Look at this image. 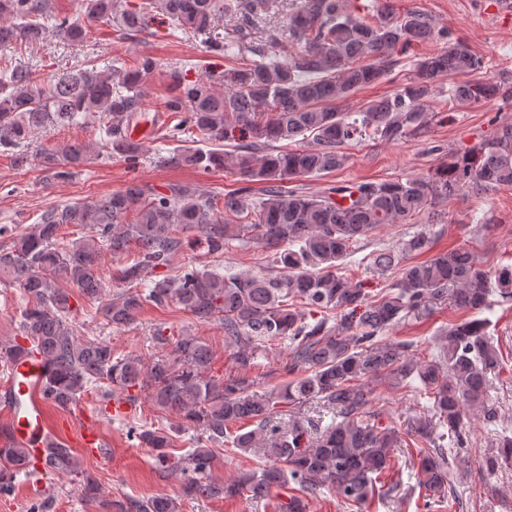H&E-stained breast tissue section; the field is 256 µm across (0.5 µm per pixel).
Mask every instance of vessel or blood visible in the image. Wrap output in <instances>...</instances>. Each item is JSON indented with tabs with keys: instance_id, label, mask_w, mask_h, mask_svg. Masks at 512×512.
<instances>
[{
	"instance_id": "vessel-or-blood-1",
	"label": "vessel or blood",
	"mask_w": 512,
	"mask_h": 512,
	"mask_svg": "<svg viewBox=\"0 0 512 512\" xmlns=\"http://www.w3.org/2000/svg\"><path fill=\"white\" fill-rule=\"evenodd\" d=\"M45 372L43 358L18 357L9 370L8 395L0 400V434L26 448H45L54 436L41 394Z\"/></svg>"
}]
</instances>
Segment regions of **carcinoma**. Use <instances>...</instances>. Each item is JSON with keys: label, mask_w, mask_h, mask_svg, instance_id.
<instances>
[{"label": "carcinoma", "mask_w": 512, "mask_h": 512, "mask_svg": "<svg viewBox=\"0 0 512 512\" xmlns=\"http://www.w3.org/2000/svg\"><path fill=\"white\" fill-rule=\"evenodd\" d=\"M76 15H55L49 0H0V50L20 42H39L47 27L80 44L83 21L107 19L124 38L149 28L157 14L176 30L207 36L210 52L227 58L224 74L194 80L172 70L173 87L163 102L174 117L168 136L209 144L179 146L165 158L172 167L202 172L232 168L245 186L223 195L198 193L181 185L154 192L136 182L90 203L57 206L31 229L0 250V281L21 290L26 305L19 338L0 344V365L19 354L40 355L48 364L45 396L57 408L75 405L86 389L103 383L135 401L145 394L152 407L179 415L199 433L198 446L176 462L173 435L164 427H130L139 444L152 449L157 469L174 467L182 475L180 493L148 499H111L105 512H181L185 499L218 500L280 496L277 512H307L306 497L328 485L346 504L376 494L393 497L396 482L380 486L391 469L399 442L370 411L374 381L399 387L418 382L442 427L454 434L453 451L437 445L419 459L418 482L427 492L425 507L445 498L452 464L470 446L464 419L477 410L488 425L499 422L489 397L502 357L480 317L495 304L512 301V265L489 267L465 248L406 263L429 244L424 232L405 240L401 253L380 251L365 265L368 273L396 270V281L378 299L365 281L342 266L359 243L377 228L400 224L460 192L486 194L512 187V122L495 125L477 146L450 157L431 176L362 181L310 191L300 179L342 168L352 143L399 142L427 132L434 118L426 109L436 82L448 78V104L456 111L482 101L512 99V71L495 80L479 74L483 58L446 27L419 11L398 16L386 9L365 10L357 0H77ZM281 14L282 29H265ZM238 17L257 30L248 53L214 37L216 21ZM432 44V53L413 65L397 90L352 112L337 104L358 90L395 81L409 49ZM156 68L151 57L108 73L87 61L83 67L43 82L28 66L0 56V151L10 152L39 133L65 128L105 112L102 132L112 153L135 167L141 143L130 128L145 116L143 87ZM222 88H217V85ZM310 135L308 144L279 150L277 143ZM54 176L65 179L87 161L83 144L46 148L39 157ZM264 185L253 192L250 184ZM226 217L238 219L228 224ZM86 225L92 236L65 243L61 230ZM201 234L212 254H223L233 240L256 241L271 253L270 266L258 272L221 273L194 264L173 278L140 290L144 270L168 266L183 246L181 235ZM135 245L132 263L115 277L128 284L104 303L101 313L115 328L136 323L147 304L174 303L199 321H219L243 375L227 379L209 374L214 354L196 336L177 340L169 356L150 363L135 355L118 358L112 346L78 337L72 316L73 291L88 301L101 299L102 250L114 254ZM448 296L471 316L441 331L439 359L422 361L413 343L385 338V331L438 297ZM288 342L283 374L297 378L275 393H248L244 373L274 342ZM315 402L333 415L325 426L282 422L281 408ZM263 439L267 462L241 469L224 482L212 478L213 447L226 444L248 453ZM485 462L489 473L512 462V435L497 434ZM77 479L82 497L97 499L100 486L85 474L77 449L55 440L35 454L0 446V498L14 493L19 479L40 471Z\"/></svg>", "instance_id": "1"}]
</instances>
